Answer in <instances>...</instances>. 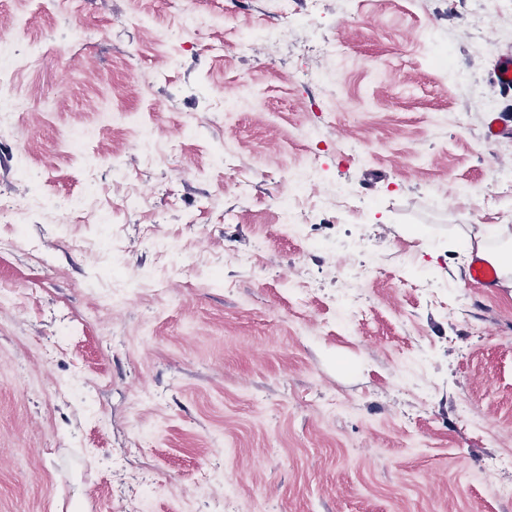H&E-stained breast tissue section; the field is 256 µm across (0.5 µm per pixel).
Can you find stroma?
Instances as JSON below:
<instances>
[{
    "mask_svg": "<svg viewBox=\"0 0 512 512\" xmlns=\"http://www.w3.org/2000/svg\"><path fill=\"white\" fill-rule=\"evenodd\" d=\"M317 7L320 36L345 47L331 96L296 82L308 30L266 0H0V36L41 54L0 102V194L54 202L0 251V293L42 286L0 306V512H512V289L471 285L457 245L467 225H512L493 182L512 169V91L491 58L512 53V6ZM185 13L223 50L169 40ZM258 23L286 41L242 45ZM426 31L445 70L424 59ZM229 91L234 114L210 121ZM125 112L151 113V145ZM74 128L84 152L66 146ZM21 161L39 182L16 180ZM312 163L324 245L307 249L276 207L284 174ZM126 172L144 208L69 223L70 198L121 197ZM334 182L357 209H335ZM421 270L455 317L409 287ZM342 308L360 315L342 325ZM160 473L167 490L148 496Z\"/></svg>",
    "mask_w": 512,
    "mask_h": 512,
    "instance_id": "obj_1",
    "label": "stroma"
}]
</instances>
